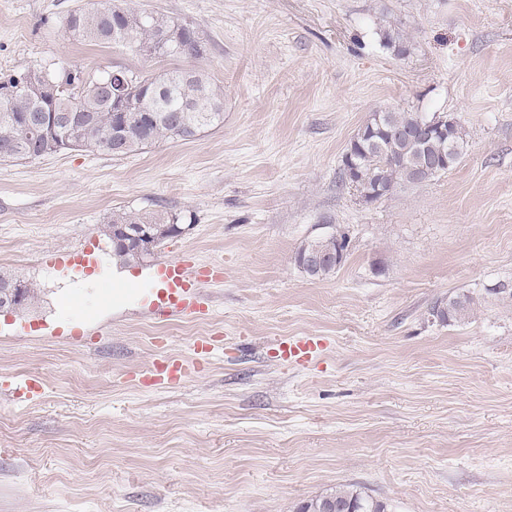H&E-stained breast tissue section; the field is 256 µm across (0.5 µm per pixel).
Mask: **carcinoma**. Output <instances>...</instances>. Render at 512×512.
Returning a JSON list of instances; mask_svg holds the SVG:
<instances>
[{
    "label": "carcinoma",
    "mask_w": 512,
    "mask_h": 512,
    "mask_svg": "<svg viewBox=\"0 0 512 512\" xmlns=\"http://www.w3.org/2000/svg\"><path fill=\"white\" fill-rule=\"evenodd\" d=\"M122 30L112 32V17L105 12L74 10L64 19L65 31L75 40L89 43L123 44L131 37L139 44L151 46L167 33H181L180 51L159 47L158 56H198L201 46L192 39L194 31L177 19L162 14H141L129 10L121 18ZM381 45L397 56L408 53V43L401 29L388 25L379 29ZM30 80L36 90L0 95V162L37 159L65 148L94 152L108 150L112 141V102L103 84L118 78L106 73L90 79L79 70L58 67L28 66L0 77V90ZM123 90L128 100L126 123L127 148L124 154L140 151L160 142L197 139L208 129L224 123V89L201 69L163 72L151 78L127 72ZM76 111L94 118L68 136L69 146L61 138L47 139L37 127L21 131L22 117L46 110ZM425 119L418 112L382 111L373 113L351 140L343 156L341 184L363 185L382 199L403 184H418L451 169L464 149L462 128L450 123L448 136H417ZM155 224L169 239L180 230L178 215L168 211L145 210L138 213L114 211L108 226ZM112 255L122 264L148 260L144 249L112 245ZM472 299L457 295L437 301L432 315L442 323L464 320L472 310ZM297 512H387L386 503L364 496L348 487H338L298 506Z\"/></svg>",
    "instance_id": "obj_1"
}]
</instances>
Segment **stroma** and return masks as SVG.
Masks as SVG:
<instances>
[{
    "instance_id": "obj_1",
    "label": "stroma",
    "mask_w": 512,
    "mask_h": 512,
    "mask_svg": "<svg viewBox=\"0 0 512 512\" xmlns=\"http://www.w3.org/2000/svg\"><path fill=\"white\" fill-rule=\"evenodd\" d=\"M90 0H0V73L201 68L224 124L115 157L0 163V272L39 302L0 313V512H295L354 486L388 512H512V0H130L178 18L200 57L154 59L68 38ZM397 24L406 55L383 49ZM375 111L437 112L466 133L448 172L374 203L338 183ZM167 210L182 231L106 301L113 211ZM348 234L314 280L302 241ZM93 246L90 264L53 251ZM224 270L204 315L158 323L157 264ZM475 303L446 325L432 305ZM217 350L173 388L158 355ZM323 350L284 361L278 338ZM38 379L37 388L16 380Z\"/></svg>"
}]
</instances>
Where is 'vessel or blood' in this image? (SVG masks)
<instances>
[{"instance_id":"1","label":"vessel or blood","mask_w":512,"mask_h":512,"mask_svg":"<svg viewBox=\"0 0 512 512\" xmlns=\"http://www.w3.org/2000/svg\"><path fill=\"white\" fill-rule=\"evenodd\" d=\"M155 276L162 288L155 296L149 308L150 316L159 322H165L180 315L195 317L201 314V284L208 282L211 276L209 268L188 261L165 263L158 266ZM321 346L314 337L282 338L277 347L284 358L300 361L317 353ZM196 364L186 363L175 357H167L153 366L156 383H176L196 371Z\"/></svg>"}]
</instances>
